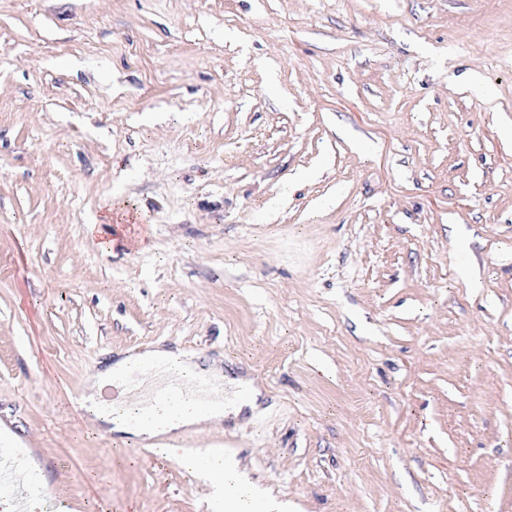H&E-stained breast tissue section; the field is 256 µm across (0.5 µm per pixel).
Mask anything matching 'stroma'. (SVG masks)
I'll return each mask as SVG.
<instances>
[{
	"label": "stroma",
	"instance_id": "35a3bbf8",
	"mask_svg": "<svg viewBox=\"0 0 512 512\" xmlns=\"http://www.w3.org/2000/svg\"><path fill=\"white\" fill-rule=\"evenodd\" d=\"M116 200L148 235L106 253ZM156 344L264 388L178 442L290 512H512V0H0V449L41 512H208L71 403Z\"/></svg>",
	"mask_w": 512,
	"mask_h": 512
}]
</instances>
